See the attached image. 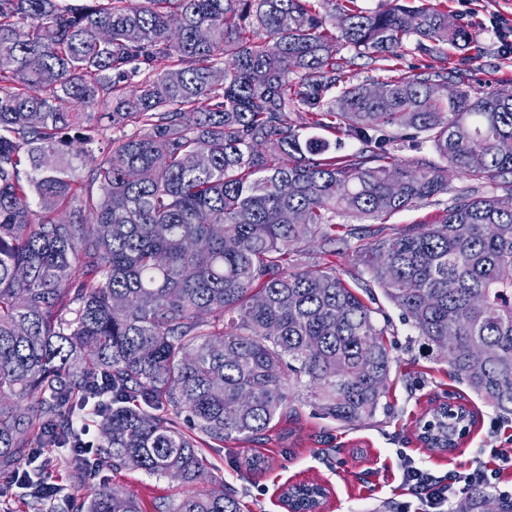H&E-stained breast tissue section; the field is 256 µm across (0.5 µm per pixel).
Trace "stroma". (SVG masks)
<instances>
[{"label": "stroma", "mask_w": 512, "mask_h": 512, "mask_svg": "<svg viewBox=\"0 0 512 512\" xmlns=\"http://www.w3.org/2000/svg\"><path fill=\"white\" fill-rule=\"evenodd\" d=\"M448 12L467 24L478 38L469 51L447 48L445 56L407 55L405 63L417 68H461L463 87L483 94L496 87H512V52L497 33V25L512 20V0H447ZM473 180L455 174L448 177L447 193L432 204L406 210L386 223L375 224V233L385 235L437 217L457 194L472 189ZM377 322L389 323L390 338L397 344L390 377L389 407L370 419L341 424L323 418L304 400L255 442H228L206 449L211 472L234 489L245 512H286L281 495L288 485L317 482L326 486L323 512H397L400 503L419 512L421 505L407 489L400 467L401 456H410L416 466L438 477L459 475L483 466L497 492L512 495V416L503 417L493 407L459 383L447 364L437 362L399 311L385 298L375 303ZM461 396L479 415L467 440L452 452L426 447L419 439V421L446 394ZM261 456L265 465L250 466ZM111 487L138 498L142 512H156L160 505L180 498L187 488L180 481L142 471L110 475Z\"/></svg>", "instance_id": "35a3bbf8"}]
</instances>
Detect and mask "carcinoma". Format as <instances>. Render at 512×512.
I'll return each instance as SVG.
<instances>
[{"instance_id":"1","label":"carcinoma","mask_w":512,"mask_h":512,"mask_svg":"<svg viewBox=\"0 0 512 512\" xmlns=\"http://www.w3.org/2000/svg\"><path fill=\"white\" fill-rule=\"evenodd\" d=\"M324 2L0 0L1 470L40 448L47 475L68 448L95 487L75 512H141L95 482L118 470L192 487L166 512H242L205 449L259 439L299 394L343 424L387 408L385 330L310 256L350 247L336 218L424 206L450 171L490 191L364 234L353 256L423 345L512 416V208L497 194L512 199V89L450 95L462 72L404 69L410 50L476 42L448 27L447 0H332V15ZM345 48L385 63L380 93L338 61ZM302 115L335 140L303 136ZM346 139L357 153L338 154ZM418 139L438 160L395 154ZM491 502L512 512L480 486L449 512Z\"/></svg>"}]
</instances>
